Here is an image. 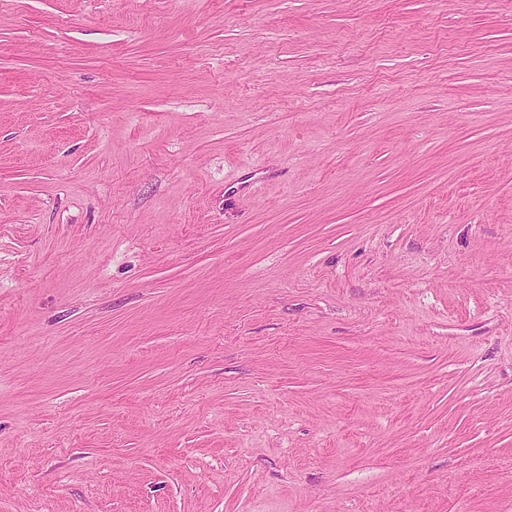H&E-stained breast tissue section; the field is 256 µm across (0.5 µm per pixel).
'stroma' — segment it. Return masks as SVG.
Returning <instances> with one entry per match:
<instances>
[{
	"instance_id": "35a3bbf8",
	"label": "stroma",
	"mask_w": 512,
	"mask_h": 512,
	"mask_svg": "<svg viewBox=\"0 0 512 512\" xmlns=\"http://www.w3.org/2000/svg\"><path fill=\"white\" fill-rule=\"evenodd\" d=\"M0 512H512V0H0Z\"/></svg>"
}]
</instances>
